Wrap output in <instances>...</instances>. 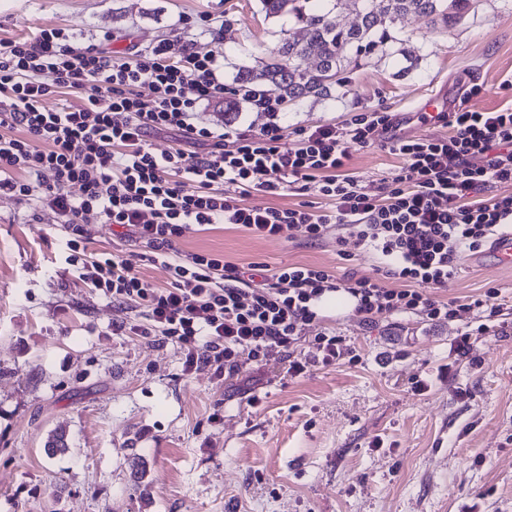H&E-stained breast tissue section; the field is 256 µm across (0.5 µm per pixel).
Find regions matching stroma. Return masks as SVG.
<instances>
[{
	"label": "stroma",
	"mask_w": 512,
	"mask_h": 512,
	"mask_svg": "<svg viewBox=\"0 0 512 512\" xmlns=\"http://www.w3.org/2000/svg\"><path fill=\"white\" fill-rule=\"evenodd\" d=\"M202 16L224 23L197 41L223 54L228 85L280 38L259 0H0V39L60 28L75 48L124 51ZM341 79L328 95L285 105L286 147L294 127L342 128L355 109L397 113L475 84L484 93L473 107H499V85L512 80V0H471L445 27L407 16ZM344 148L348 172L373 194L403 164L377 144ZM65 239L49 208L0 197V512H512V266L490 264L489 248L464 253L436 292L464 304L497 289L501 310L485 332L464 308L448 322L368 323L353 300L330 297L299 349L314 354L310 337L330 328L358 360L289 380L275 360L188 375L176 345L113 333L122 314L111 300L63 276ZM178 249L270 272L315 265L344 283L379 276L376 257L354 243L340 251L334 235L310 243L296 228L259 239L192 227ZM468 330L461 357L453 344ZM416 376L426 391L411 390ZM57 428L70 449L50 457Z\"/></svg>",
	"instance_id": "1"
}]
</instances>
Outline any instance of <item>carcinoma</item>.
<instances>
[{
  "mask_svg": "<svg viewBox=\"0 0 512 512\" xmlns=\"http://www.w3.org/2000/svg\"><path fill=\"white\" fill-rule=\"evenodd\" d=\"M264 19L293 21L298 38L280 29L278 45L254 66L238 68L235 83L261 90L276 87L281 102L320 96L340 82L339 75L351 62V55H365L383 45L389 29L405 15L425 17L431 23H448L463 17L469 0H351L359 22L349 28L337 26L332 17L339 0H259ZM311 56L317 66L308 70ZM51 455L68 449L66 432H52L44 445Z\"/></svg>",
  "mask_w": 512,
  "mask_h": 512,
  "instance_id": "carcinoma-1",
  "label": "carcinoma"
}]
</instances>
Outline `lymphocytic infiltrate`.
<instances>
[{"mask_svg": "<svg viewBox=\"0 0 512 512\" xmlns=\"http://www.w3.org/2000/svg\"><path fill=\"white\" fill-rule=\"evenodd\" d=\"M46 74L52 83L43 82ZM56 90L81 95V104L48 107ZM230 92L265 113L266 123L256 130L200 123V107ZM281 111L279 98L227 89L223 55L181 36L156 40L128 60L95 47L75 49L61 29L0 39V195L49 207L68 235L65 264L119 310L142 308L137 332L177 345L188 373L201 363L218 377L239 372L244 353L258 366L282 358L292 378L315 363L336 364L344 339L335 332L314 336L317 359L297 347L320 303L342 290L369 323L381 314L454 319L456 300H439L434 290L455 277L462 251H480L512 229V195L479 196L487 186L512 184V103L458 109L445 138L393 136L391 113L369 108L352 113L343 129L295 127L289 149ZM162 130L210 149L156 154L146 137ZM347 139L382 143L403 158L381 194L366 193L347 173ZM190 182L195 191H187ZM295 184L314 190L327 208L238 201L255 190L279 195ZM74 186L79 196H72ZM91 224L123 228L152 249L168 287L147 282L134 256L86 255ZM218 224L259 239L287 227L310 242L332 232L337 246L352 239L376 253L382 276L346 285L324 268L291 264L259 278L218 255L179 253L188 227ZM390 279L396 287H387Z\"/></svg>", "mask_w": 512, "mask_h": 512, "instance_id": "1", "label": "lymphocytic infiltrate"}]
</instances>
